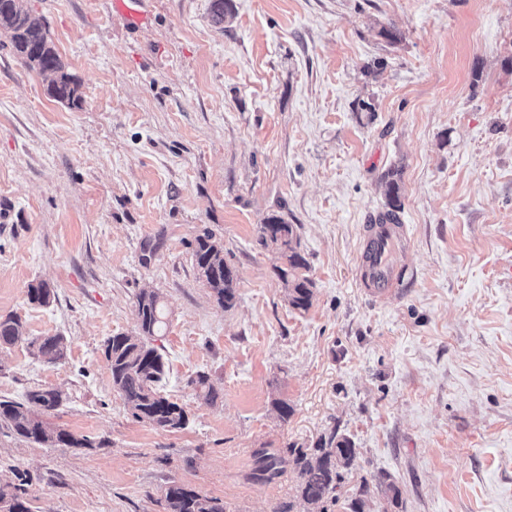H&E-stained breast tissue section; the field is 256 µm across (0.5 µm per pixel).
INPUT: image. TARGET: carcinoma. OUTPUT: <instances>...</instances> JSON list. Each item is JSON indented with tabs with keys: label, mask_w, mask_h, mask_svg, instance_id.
I'll return each instance as SVG.
<instances>
[{
	"label": "carcinoma",
	"mask_w": 512,
	"mask_h": 512,
	"mask_svg": "<svg viewBox=\"0 0 512 512\" xmlns=\"http://www.w3.org/2000/svg\"><path fill=\"white\" fill-rule=\"evenodd\" d=\"M0 30L6 34L12 52L24 64L51 76L47 92L58 102L71 106L80 102L78 85L64 72V65L40 19L32 15L24 0H0ZM387 173L388 209L379 220H398L402 209L399 184ZM258 243L279 254L280 264L274 271L288 290V302L297 310H307L314 296V282L309 277V263L300 251L293 225L272 215L259 227ZM193 264L200 279L217 304L229 309L234 305L236 272L224 259V244L208 227L195 238ZM28 300L46 306L55 297L54 288L44 281L29 286ZM136 310L139 334L117 333L104 343L112 385L120 394L131 415L163 430H180L189 424L186 411L161 392L159 383L165 375L163 355L153 344L166 327V313L159 293L143 288L137 295ZM25 341L35 355L47 363L64 359L67 351L62 336L28 338L16 315L0 317V346ZM188 384L215 401L217 392L209 384V376L199 372ZM63 402L58 388H39L26 393L22 401L0 399V431L18 440L52 448H90L85 436L50 426L43 415L56 410ZM358 458L353 442L336 432L320 438L312 448L290 444L286 449L257 448L253 451V467L247 478L270 482L290 471L296 474L297 496L305 504L304 512H329L328 505L341 501L346 474ZM17 483L0 484V512H32L26 497L27 475L14 471ZM167 512H226L219 500L207 497L183 484L170 483L163 491Z\"/></svg>",
	"instance_id": "1"
}]
</instances>
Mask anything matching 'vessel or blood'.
Instances as JSON below:
<instances>
[{
	"label": "vessel or blood",
	"instance_id": "obj_1",
	"mask_svg": "<svg viewBox=\"0 0 512 512\" xmlns=\"http://www.w3.org/2000/svg\"><path fill=\"white\" fill-rule=\"evenodd\" d=\"M112 10L122 15L133 28L148 21L147 12L141 8V0H112ZM408 244L407 225H367L357 263L360 288L381 301L398 295L405 271L393 263L392 255L406 250Z\"/></svg>",
	"mask_w": 512,
	"mask_h": 512
}]
</instances>
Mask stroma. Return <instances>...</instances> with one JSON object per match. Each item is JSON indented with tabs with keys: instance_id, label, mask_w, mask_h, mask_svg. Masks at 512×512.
<instances>
[{
	"instance_id": "stroma-1",
	"label": "stroma",
	"mask_w": 512,
	"mask_h": 512,
	"mask_svg": "<svg viewBox=\"0 0 512 512\" xmlns=\"http://www.w3.org/2000/svg\"><path fill=\"white\" fill-rule=\"evenodd\" d=\"M212 2L151 0L137 31L111 0H27L75 106L0 34V315L67 344L57 364L0 348V398L62 389L49 423L94 442L0 433V479L28 473L32 512H165L173 481L277 512L294 477L248 480L253 451L334 430L365 512H512V0H232L220 22ZM393 168L410 247L380 303L356 261ZM271 215L296 228L308 310L257 242ZM205 226L236 271L227 310L193 265ZM41 281L47 306L26 296ZM145 287L178 431L131 416L103 354L136 334ZM200 371L216 402L189 385Z\"/></svg>"
}]
</instances>
